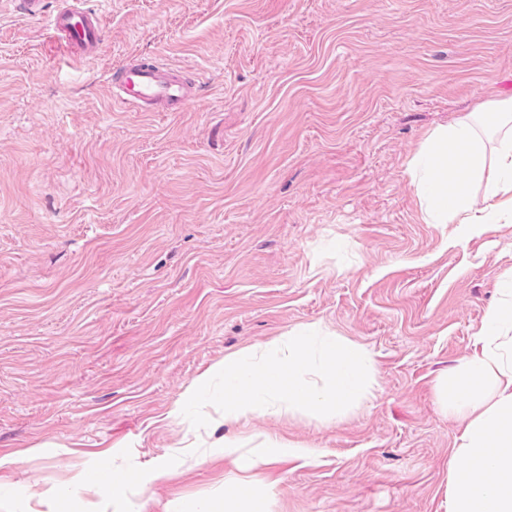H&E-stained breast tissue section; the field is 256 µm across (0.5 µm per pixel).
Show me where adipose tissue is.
Listing matches in <instances>:
<instances>
[{"label": "adipose tissue", "instance_id": "1", "mask_svg": "<svg viewBox=\"0 0 512 512\" xmlns=\"http://www.w3.org/2000/svg\"><path fill=\"white\" fill-rule=\"evenodd\" d=\"M451 160L458 179L433 171ZM409 171L429 224L473 230L512 222V97L487 101L435 128ZM484 205L474 209L473 191ZM441 407L460 424L448 472V512H512V288L500 291L478 331L472 353L439 377Z\"/></svg>", "mask_w": 512, "mask_h": 512}]
</instances>
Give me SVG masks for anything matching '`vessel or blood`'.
Masks as SVG:
<instances>
[{
	"instance_id": "1",
	"label": "vessel or blood",
	"mask_w": 512,
	"mask_h": 512,
	"mask_svg": "<svg viewBox=\"0 0 512 512\" xmlns=\"http://www.w3.org/2000/svg\"><path fill=\"white\" fill-rule=\"evenodd\" d=\"M20 8L32 18L48 17L52 36L78 53L93 54L101 42V17L79 8L77 0H63L51 13L46 0H20ZM118 83L125 103L143 112H182L195 98L177 74L153 59L123 63Z\"/></svg>"
}]
</instances>
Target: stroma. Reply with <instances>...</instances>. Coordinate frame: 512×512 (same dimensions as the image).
Wrapping results in <instances>:
<instances>
[{
	"label": "stroma",
	"instance_id": "1",
	"mask_svg": "<svg viewBox=\"0 0 512 512\" xmlns=\"http://www.w3.org/2000/svg\"><path fill=\"white\" fill-rule=\"evenodd\" d=\"M82 4L89 56L0 0V512H191L244 486L263 512H448L435 385L499 300L512 223H425L408 164L512 95V0ZM131 56L193 104L121 102ZM304 328L369 354L343 416L175 413L224 357ZM255 434L290 451L239 470L224 441ZM77 467L138 479L116 499L68 486Z\"/></svg>",
	"mask_w": 512,
	"mask_h": 512
}]
</instances>
